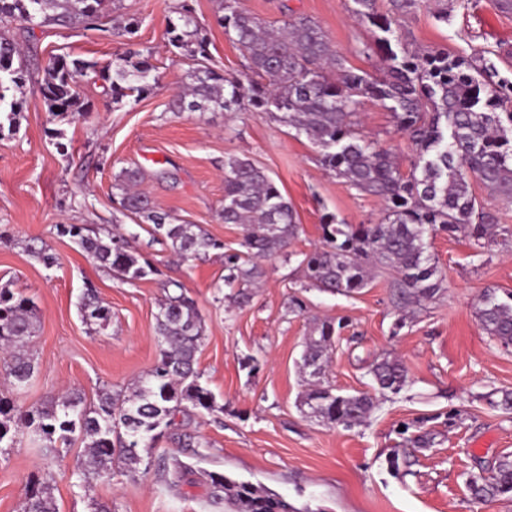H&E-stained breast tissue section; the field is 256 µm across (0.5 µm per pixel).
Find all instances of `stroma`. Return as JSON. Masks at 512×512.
Returning a JSON list of instances; mask_svg holds the SVG:
<instances>
[{
    "label": "stroma",
    "mask_w": 512,
    "mask_h": 512,
    "mask_svg": "<svg viewBox=\"0 0 512 512\" xmlns=\"http://www.w3.org/2000/svg\"><path fill=\"white\" fill-rule=\"evenodd\" d=\"M190 3L199 33L209 43L211 63L226 76H244V59L217 18L220 0H117L116 11L136 22L131 36H117L111 21L97 30L82 26L26 27L9 34L26 53L30 77L8 91L17 102V124L0 131V286L31 297L39 308L35 333L26 344L36 370L29 385L14 389L0 375V396L27 411L66 392L80 390L95 402L99 390L135 387L156 361V314L175 281L193 298L204 320L197 353L201 382L212 392L216 412H199L188 431L201 440L199 455L183 453L169 434L150 449L151 460L167 456L192 468L181 483L151 467L129 476L113 462L108 476L80 482L84 444L73 441L53 454L28 434L0 448V512H24L29 488L48 484L56 512H215L207 506L203 473L221 472L286 499L299 512H512V499H473L467 479L512 455V410L500 407L512 390V345L492 340L476 311L491 288L512 290V239L499 235L476 246L464 234L437 233L430 252L442 271L435 297L416 307L393 332L395 307L386 276L359 294L304 289L296 255L320 245L325 215L349 224H374L384 215L375 197L350 189L320 162L305 136L271 115L245 107L236 112H174L191 62L171 42L182 3ZM255 15L276 22L283 15L317 21L352 65L381 76L378 56L354 54L375 33L351 18L352 0H243ZM396 32L408 46H442L452 52H487L501 76L512 78V11L498 0H469L447 23L421 8L399 18ZM140 51L155 77L139 97L113 100L101 79L79 78L84 115L53 116L42 92L52 56L63 54L99 66L126 49ZM360 133L391 147L402 170L414 159L408 137L396 132L390 112L363 99ZM245 156L264 168L292 203L299 232L289 252L263 263L264 275L248 303L224 284L220 252L183 260L168 247L150 244L146 231L123 214L115 199L122 169L140 168L152 201L179 223L199 225L238 250L243 231L224 223V159ZM121 229L159 270L136 282L121 280L58 232L59 225ZM45 242L58 257L48 269L27 250ZM93 287L109 307L106 327L82 321L79 298ZM302 308H295L293 299ZM336 327L323 383L340 394L368 391V365L376 357L399 358L409 384L379 398L367 422L344 430L305 414L308 387L299 363L316 322ZM423 435L410 468L393 472L387 459L411 437Z\"/></svg>",
    "instance_id": "35a3bbf8"
}]
</instances>
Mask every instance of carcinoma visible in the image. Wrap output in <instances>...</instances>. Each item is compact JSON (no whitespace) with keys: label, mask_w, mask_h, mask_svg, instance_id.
Wrapping results in <instances>:
<instances>
[{"label":"carcinoma","mask_w":512,"mask_h":512,"mask_svg":"<svg viewBox=\"0 0 512 512\" xmlns=\"http://www.w3.org/2000/svg\"><path fill=\"white\" fill-rule=\"evenodd\" d=\"M434 2L433 17L448 22L454 6L468 0H390L383 12L377 0H353L355 17L375 28V40L354 50L374 51L385 62V75L375 79L350 64L336 51L322 27L308 17H286L269 24L242 6L241 0H222L220 22L224 34L243 52L249 74L246 80L229 78L210 64L208 44L199 36L192 8L182 6L180 20L186 30L173 36L178 48L194 61L188 91L174 99L171 110L212 107L235 112L246 104L267 112L278 122L303 134L319 150L323 165L360 195L386 204L377 224L354 226L333 215L324 217L323 242L299 261L307 287L351 296L369 284L374 272L393 275L391 288L399 313L431 300L441 288L442 276L429 252V239L442 231L464 233L475 245L497 234L498 217L478 202L469 179L474 177L488 195L512 200V79L501 77L484 53L470 55L430 49L411 51L393 28V14H404ZM112 0H0V27L16 20L68 25L74 21L95 27L109 11ZM21 55L20 44L0 36V103L6 83L18 84L23 72L13 67ZM139 52L128 49L100 68L95 62L51 60L45 69L44 98L54 115L80 113L76 78L92 71L109 82L104 94L114 100L142 94L150 86L151 66L136 61ZM369 98L391 112L398 130L407 134L415 157L409 172L401 170L391 150L366 140L354 128L353 117L361 99ZM121 208L137 226H149L183 258L221 250L224 244L191 224H177L171 213L155 205L138 184L142 174L124 169L119 175ZM226 224H239L245 234L242 250L224 254L228 274L225 285L239 287L240 303L250 300L249 286L264 274L261 262L285 249L296 236L298 224L291 204L271 176L247 157L224 158V208ZM101 266L128 281L157 272L130 248L124 236H100V231L75 224L60 226ZM31 255L50 268L58 263L46 245L28 246ZM82 319L100 327L108 325L110 310L87 288L80 303ZM477 316L492 339L512 344V291L500 298L484 293ZM38 309L27 297L0 287V346L12 349L3 364L11 385L22 389L35 372L33 358L23 340L35 332ZM159 355L129 395L101 390L97 402L88 404L72 391L44 405L14 415L10 399L0 397V444L14 442L25 430L41 448L53 449L78 437L86 444L78 478L85 482L107 471L119 458L134 472L143 462L141 452L177 423H190L195 411L220 410L211 391L201 383L197 352L203 336L196 302L185 292L169 294L156 316ZM301 358L300 368L311 377L301 406L333 427L361 425L377 407L369 392L338 394L320 384L335 327L323 322L315 327ZM380 394L400 393L408 385L407 370L395 357L370 365ZM133 450H125L128 445ZM209 487L208 505H228L242 512H294L279 495L219 472L204 473ZM479 500L512 495V458L505 456L490 475L468 478ZM24 512H56L49 487L35 486Z\"/></svg>","instance_id":"carcinoma-1"}]
</instances>
